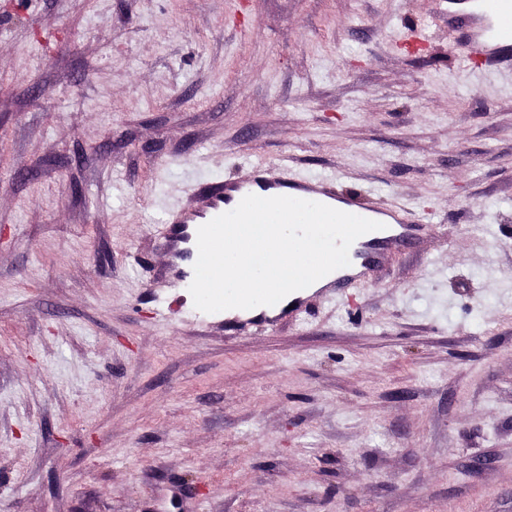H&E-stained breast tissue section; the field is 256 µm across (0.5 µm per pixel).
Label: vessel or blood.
<instances>
[{
	"label": "vessel or blood",
	"mask_w": 512,
	"mask_h": 512,
	"mask_svg": "<svg viewBox=\"0 0 512 512\" xmlns=\"http://www.w3.org/2000/svg\"><path fill=\"white\" fill-rule=\"evenodd\" d=\"M479 25L467 32L469 46L484 52L494 63L512 69V0H480ZM290 196L315 201L335 209L380 222L381 230L359 237L358 261L335 278L347 284L373 278L392 246L418 238L421 227L408 224L401 216L376 203L351 195H339L319 183L290 178L259 168L248 177L215 184L198 192L194 204L173 217L176 233L167 245L172 270L180 268V246L196 238L197 230L214 217L233 210L243 197Z\"/></svg>",
	"instance_id": "obj_1"
}]
</instances>
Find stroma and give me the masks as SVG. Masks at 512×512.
<instances>
[{
  "label": "stroma",
  "instance_id": "obj_1",
  "mask_svg": "<svg viewBox=\"0 0 512 512\" xmlns=\"http://www.w3.org/2000/svg\"><path fill=\"white\" fill-rule=\"evenodd\" d=\"M448 0H0V512H512V70ZM424 230L276 324L168 216L253 167Z\"/></svg>",
  "mask_w": 512,
  "mask_h": 512
}]
</instances>
